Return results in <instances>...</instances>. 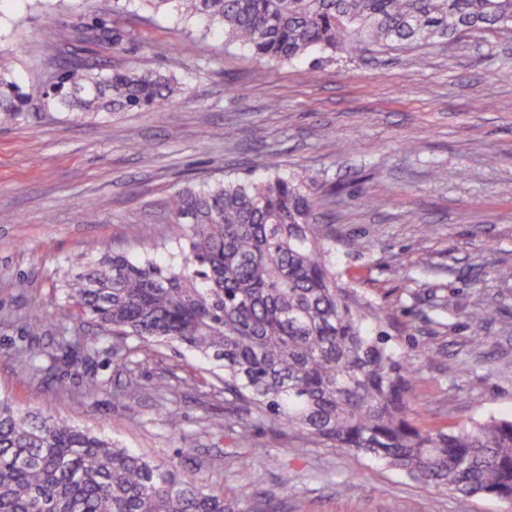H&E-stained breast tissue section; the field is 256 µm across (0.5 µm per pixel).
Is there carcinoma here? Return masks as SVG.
<instances>
[{
	"mask_svg": "<svg viewBox=\"0 0 512 512\" xmlns=\"http://www.w3.org/2000/svg\"><path fill=\"white\" fill-rule=\"evenodd\" d=\"M219 29L227 41L271 62L319 47L348 53L429 46L512 24V0H142ZM0 53V124L25 98ZM69 110L161 109L179 86L147 71L103 74L89 61L58 75ZM314 193L282 177L179 191L167 201L180 236L138 256H70L56 290L97 327L88 337L57 317L60 355L43 364L35 342L51 319L40 308L23 320L16 382L94 366L105 352L128 374L121 395L144 391L135 372L156 347L187 348L208 365L224 393L248 407L227 427L239 448L252 444L256 417L300 432L314 444L383 461L414 480L462 496L512 499V419L459 430L422 429L409 419L411 362L397 357L370 325L368 310L336 273L334 224L313 222ZM0 512H236L224 491L181 474L176 459L156 461L64 419L0 394Z\"/></svg>",
	"mask_w": 512,
	"mask_h": 512,
	"instance_id": "cac0c4a2",
	"label": "carcinoma"
}]
</instances>
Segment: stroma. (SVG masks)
<instances>
[{"instance_id":"35a3bbf8","label":"stroma","mask_w":512,"mask_h":512,"mask_svg":"<svg viewBox=\"0 0 512 512\" xmlns=\"http://www.w3.org/2000/svg\"><path fill=\"white\" fill-rule=\"evenodd\" d=\"M0 0V52L27 96L0 125V392L112 438L223 489L242 512H512V500L458 497L372 458L256 425L251 448L215 438L206 421L241 408L192 353L158 349L146 390L119 400L126 375L100 356L107 390L69 371L18 387L14 350L32 307H64L55 271L79 252L135 255L177 237L165 211L179 190L280 176L316 193V215L355 246L336 269L370 308L396 354L414 356L410 418L466 427L512 418V27L380 53L311 51L286 64L255 56L176 7L130 0ZM107 38L78 41L82 29ZM79 55L106 68L151 70L182 88L169 107L75 116L57 106L56 75ZM234 128L235 140L224 138ZM94 221H87V213ZM487 310L483 328L468 312ZM434 351L417 357L420 347ZM175 393L158 399L154 384ZM182 421L172 433L165 412ZM359 489L346 495L344 484Z\"/></svg>"}]
</instances>
